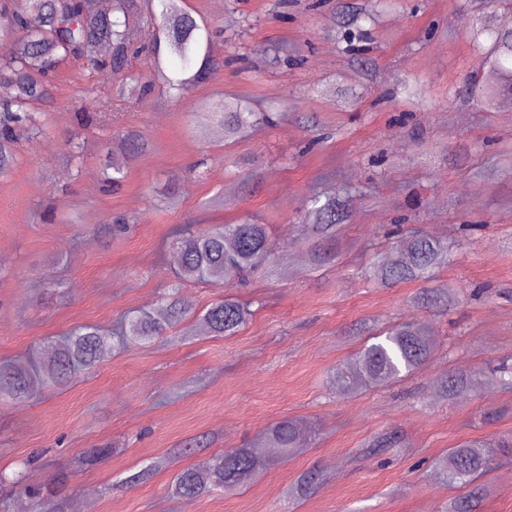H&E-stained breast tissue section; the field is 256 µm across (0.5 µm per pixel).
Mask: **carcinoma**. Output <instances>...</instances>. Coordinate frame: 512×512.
Here are the masks:
<instances>
[{
	"label": "carcinoma",
	"mask_w": 512,
	"mask_h": 512,
	"mask_svg": "<svg viewBox=\"0 0 512 512\" xmlns=\"http://www.w3.org/2000/svg\"><path fill=\"white\" fill-rule=\"evenodd\" d=\"M151 0H112L103 10L99 0H0V86L11 90L0 101V174L11 167L17 144L43 134L45 110L50 100L49 78L65 60L82 61L94 71L105 70L125 77L121 92L138 106L146 101L154 84L182 88L207 81L218 62L212 54L209 26L198 21L183 6V0H158L159 11L147 7ZM376 11L357 7L345 15L343 26L351 36H361L365 24L373 23ZM488 34L491 43L483 49L480 64L492 68L498 82L481 93L486 105H493L508 91L512 93V30H495L474 19L467 35L473 39ZM147 51L151 70L147 75L128 73L135 54ZM210 131L218 141H235L248 135L269 115L256 112L245 100L230 99L224 111L209 113ZM121 146L130 158L145 148L143 137L134 131L122 135ZM346 213V204L334 197L313 196L306 215L315 240L309 247L310 265L320 266L335 256L336 232ZM172 250L178 257L180 283L209 282L222 285L244 280L272 262L275 245L266 225L212 224L202 231L177 228ZM448 245L438 239L415 235L396 250L381 255L367 269L369 278L385 287L407 281H425L447 257ZM422 307L446 308L456 301L453 289L440 286L414 296ZM166 320L147 312L128 317L110 335L93 324L72 330L48 349V357L36 372L13 364L0 363V396L15 400L28 397L39 384L61 386L76 374L91 369L114 343L146 344L164 334L191 306L180 289L168 293ZM252 316L249 305L224 299L202 315L207 332L232 335ZM344 366L334 369L329 380L336 391L352 393L365 386L384 387L394 380L422 370L437 348L434 331L425 323L405 321L373 336ZM492 380L512 389V363L500 364ZM473 376L452 371L434 382L435 392L456 400L474 391ZM303 422L283 418L269 426L257 443L232 448L213 456L201 466L178 474L169 486L176 498H194L217 489L230 490L246 483L265 467L266 451L275 448L287 457L307 439ZM491 447L483 442H465L448 450L439 462L448 481L468 485L489 469ZM322 481L317 470L305 472L295 485L297 496L315 490ZM482 499L481 489L448 505V512H473Z\"/></svg>",
	"instance_id": "obj_1"
}]
</instances>
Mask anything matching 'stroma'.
I'll return each mask as SVG.
<instances>
[{
	"label": "stroma",
	"mask_w": 512,
	"mask_h": 512,
	"mask_svg": "<svg viewBox=\"0 0 512 512\" xmlns=\"http://www.w3.org/2000/svg\"><path fill=\"white\" fill-rule=\"evenodd\" d=\"M345 2L185 0L217 28L222 65L178 94L156 87L141 106L125 107L106 73L72 60L59 67L45 135L21 141L0 175V362L45 359V345L79 325L109 330L130 311L158 314L181 225H267L290 275L186 284L193 314L152 344L108 351L67 385L0 400V472L24 470L26 485L64 512L80 503L94 512H444L463 491L434 476L437 458L468 440L512 446V390L490 379L512 357V176L499 170L512 149V97L489 109L465 92L497 78L478 64L469 18L496 28L512 10L390 0L351 43L337 14ZM89 98L112 106L111 124L78 123ZM232 98L278 118L237 142L215 141L209 115ZM124 130L148 147L124 161V181L109 192L102 169ZM167 188L176 207L160 198ZM315 194L349 204L336 258L319 269L304 217ZM48 207L53 219H39ZM118 215L133 231L105 234ZM410 228L447 242L433 283L454 288L456 305L419 308L421 282L382 288L365 277L391 247L386 233L400 240ZM225 298L250 303V321L233 336L196 332L197 312ZM411 318L440 334L427 367L387 387L329 390L331 370L362 345L361 326ZM456 370L482 384L450 402L432 379ZM284 417L311 423L312 440L234 491L169 496L179 471ZM384 436L397 443L380 453L372 443ZM93 448L106 454L86 463ZM152 460L160 467L151 478L120 487ZM313 469L323 484L287 500ZM477 483L488 490L480 512H512V450L496 451Z\"/></svg>",
	"instance_id": "35a3bbf8"
}]
</instances>
